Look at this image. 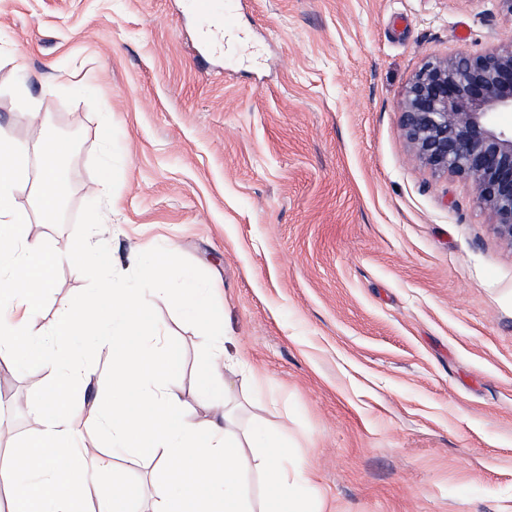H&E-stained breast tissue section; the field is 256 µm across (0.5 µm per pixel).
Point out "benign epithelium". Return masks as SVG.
Listing matches in <instances>:
<instances>
[{"label": "benign epithelium", "instance_id": "7a95c632", "mask_svg": "<svg viewBox=\"0 0 512 512\" xmlns=\"http://www.w3.org/2000/svg\"><path fill=\"white\" fill-rule=\"evenodd\" d=\"M512 34L496 48L460 50L424 62L400 102L401 125L416 160L471 184L494 229L512 243Z\"/></svg>", "mask_w": 512, "mask_h": 512}]
</instances>
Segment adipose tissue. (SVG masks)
<instances>
[{"label":"adipose tissue","instance_id":"ef3b65f1","mask_svg":"<svg viewBox=\"0 0 512 512\" xmlns=\"http://www.w3.org/2000/svg\"><path fill=\"white\" fill-rule=\"evenodd\" d=\"M41 165L34 212L19 208L16 191L28 177L24 144L0 132V363L15 368H46L55 378L33 413V431L23 449L0 465V486L9 490L13 512H128L141 493L128 481L99 482L109 465L82 446L75 420L92 413L113 449L150 459L158 474L152 512H323L313 507L318 488L313 468L295 461L286 438L271 437L261 424L240 428L230 410L231 397L217 367L204 375V393L220 421L199 420L166 386L178 364L154 321L149 297L177 261L174 252L156 256L139 270V285L117 287L113 256L81 240L59 255L25 224L39 216L54 223L69 192L65 160L68 141L41 128ZM92 260L102 273L96 292L84 301L61 306L54 323L36 329L43 299L61 262ZM82 336L108 351L111 398L85 399L91 367L77 355L61 354L71 337ZM264 449L257 463L268 502L255 506L242 479L246 451ZM94 467H87V458Z\"/></svg>","mask_w":512,"mask_h":512}]
</instances>
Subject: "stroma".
Here are the masks:
<instances>
[{
    "instance_id": "35a3bbf8",
    "label": "stroma",
    "mask_w": 512,
    "mask_h": 512,
    "mask_svg": "<svg viewBox=\"0 0 512 512\" xmlns=\"http://www.w3.org/2000/svg\"><path fill=\"white\" fill-rule=\"evenodd\" d=\"M231 2L250 57L207 68L187 0H0V130L33 150L21 208L39 175L23 98L72 144L70 204L28 236L60 254L98 238L130 288L129 254L167 249L171 278L216 284L219 343L154 294L180 350L166 384L210 419L198 370L226 349L239 425L286 433L327 512H512V244L469 183L414 159L399 112L424 60L485 52L512 17L500 0ZM98 278L59 265L41 323ZM51 378L0 367V462ZM112 461L150 512L152 464Z\"/></svg>"
}]
</instances>
